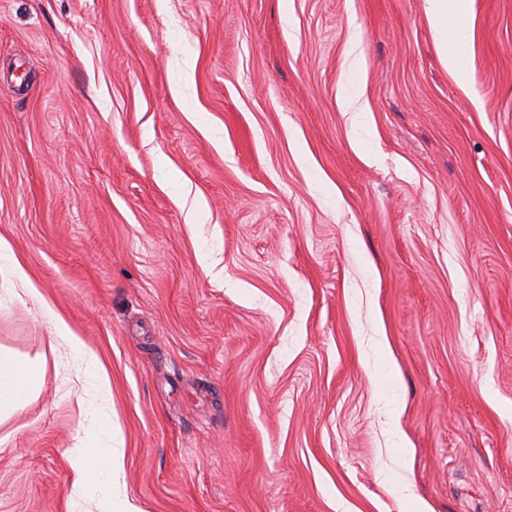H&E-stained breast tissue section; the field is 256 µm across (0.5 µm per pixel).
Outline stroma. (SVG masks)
<instances>
[{
    "instance_id": "35a3bbf8",
    "label": "stroma",
    "mask_w": 512,
    "mask_h": 512,
    "mask_svg": "<svg viewBox=\"0 0 512 512\" xmlns=\"http://www.w3.org/2000/svg\"><path fill=\"white\" fill-rule=\"evenodd\" d=\"M468 24L461 78L426 0H0V512L93 421L46 304L142 512H512V0ZM42 308L53 318L52 339L59 345L67 348L71 356L80 359L86 364V371L84 375L85 379L82 381V379L78 377V381L82 384V387L85 388V384L88 383L91 367L93 365L92 355L88 352L86 346L79 337L75 336L69 326L52 310L49 305H43ZM41 377L38 360L0 349V422L39 391Z\"/></svg>"
}]
</instances>
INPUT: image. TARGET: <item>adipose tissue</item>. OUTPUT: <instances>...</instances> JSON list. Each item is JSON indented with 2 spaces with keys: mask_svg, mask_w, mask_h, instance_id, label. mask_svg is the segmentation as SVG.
Returning a JSON list of instances; mask_svg holds the SVG:
<instances>
[{
  "mask_svg": "<svg viewBox=\"0 0 512 512\" xmlns=\"http://www.w3.org/2000/svg\"><path fill=\"white\" fill-rule=\"evenodd\" d=\"M427 18L434 28L448 67L465 70V53L470 39L464 23L467 0H426ZM41 368L38 360L0 349V421L10 417L39 391ZM92 447L72 448L70 500L73 512H141L119 490L122 449L112 444V420L101 417L92 436Z\"/></svg>",
  "mask_w": 512,
  "mask_h": 512,
  "instance_id": "1",
  "label": "adipose tissue"
}]
</instances>
